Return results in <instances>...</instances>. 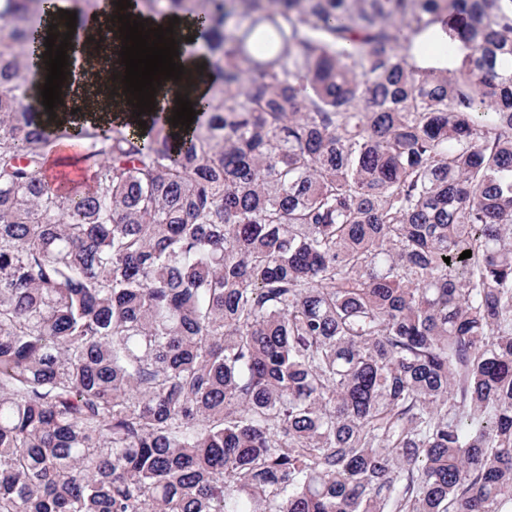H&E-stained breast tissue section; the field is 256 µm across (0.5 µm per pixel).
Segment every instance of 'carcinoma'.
I'll return each instance as SVG.
<instances>
[{
	"label": "carcinoma",
	"instance_id": "obj_1",
	"mask_svg": "<svg viewBox=\"0 0 512 512\" xmlns=\"http://www.w3.org/2000/svg\"><path fill=\"white\" fill-rule=\"evenodd\" d=\"M135 2L178 140L32 111L0 0V512H512V0ZM174 17L179 18V23L174 24L173 29L180 30L184 38L180 41H175L174 46L175 49L179 50V55L173 59L175 63L184 66V71L181 79L178 81H175L174 78L164 79V76H162L161 86L157 87L156 83L157 95L167 102V112L170 115H174V110L178 108V104H176L178 97L186 100L183 95V84L190 83L189 79L201 78L207 69L206 58L202 54L187 51L184 46L185 42L189 39V34L192 33V25L188 19L172 15L143 17L142 21L145 23L144 30H154L158 28V25H162L165 39H167L170 33H165V29L169 27V23H173ZM201 65H204V68H201ZM65 160L66 164L51 163L46 167V176L63 192H77L89 183V176L79 162L80 149L69 141H61L55 150Z\"/></svg>",
	"mask_w": 512,
	"mask_h": 512
}]
</instances>
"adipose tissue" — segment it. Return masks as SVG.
Wrapping results in <instances>:
<instances>
[{
	"instance_id": "obj_1",
	"label": "adipose tissue",
	"mask_w": 512,
	"mask_h": 512,
	"mask_svg": "<svg viewBox=\"0 0 512 512\" xmlns=\"http://www.w3.org/2000/svg\"><path fill=\"white\" fill-rule=\"evenodd\" d=\"M120 13L114 0H104L98 15L87 20L79 41L72 43L71 50L82 56L83 66L81 72L67 75L62 102L54 109L57 118L73 116L80 121L101 124L119 120L134 125L142 120H150V113L136 115L124 112L113 100V89L121 85L124 74L111 71L104 63V51L114 37V31L106 19ZM175 47L179 51L176 62L183 65V74L177 81L162 80L157 89L158 96L166 101L171 111L177 108L176 101L183 94L184 82L201 78L205 73L206 62L203 55L187 51L182 41L176 42Z\"/></svg>"
}]
</instances>
